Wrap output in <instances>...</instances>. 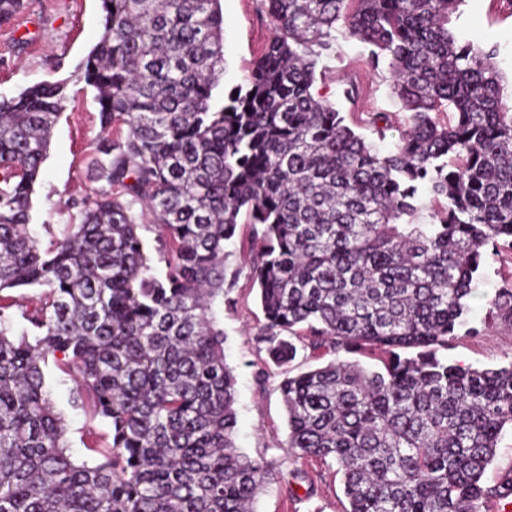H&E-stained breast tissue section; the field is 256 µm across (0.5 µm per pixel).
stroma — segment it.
<instances>
[{"label":"stroma","mask_w":512,"mask_h":512,"mask_svg":"<svg viewBox=\"0 0 512 512\" xmlns=\"http://www.w3.org/2000/svg\"><path fill=\"white\" fill-rule=\"evenodd\" d=\"M24 8L0 25V99L24 87L68 79V97L53 129L47 157L34 186L33 224L40 242L49 231L78 222L67 202L103 187L93 161L101 137L94 92L75 78L79 61L101 34L99 0H24ZM223 12L224 82L242 81L264 50L272 29L260 0H221ZM449 27L459 42L471 41L492 51L512 101V13L495 8L491 0H460ZM368 47L351 37L337 38L320 63L325 74L312 89L330 102L347 123L380 151L395 148L407 128L408 114L387 66L371 69ZM388 114L387 127L373 122L375 113ZM248 224H239L226 243L225 271L236 282L224 296V352L236 377L238 424L236 446L250 457L272 463V475L258 494L255 512H344L348 506L336 464L329 459L291 456L283 449L287 415L278 390L280 367L257 350L255 335L264 318L258 294L248 280ZM512 281V249L489 252L481 278L469 300L472 336L459 330L449 344V361L480 368L512 362V327L489 320V300L497 288ZM51 398L67 424V438L76 459H88L84 444L106 432L105 423L89 420L71 404L73 383L59 370L49 378Z\"/></svg>","instance_id":"stroma-1"}]
</instances>
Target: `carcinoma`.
<instances>
[{
  "mask_svg": "<svg viewBox=\"0 0 512 512\" xmlns=\"http://www.w3.org/2000/svg\"><path fill=\"white\" fill-rule=\"evenodd\" d=\"M457 3L261 0L272 39L227 89L220 0H101L77 71L95 91L107 187L69 201L80 223L44 249L32 195L68 82L0 100V512H253L271 470L235 445L221 323L224 242L242 215L258 351L290 363L288 334L381 363L284 372L282 447L336 463L345 512L512 497V469L482 483L512 427V362L442 354L468 324L483 249H512V105L493 53L449 32ZM23 7L0 0V24ZM338 32L394 77L409 116L390 152L311 92ZM422 188L440 201L434 224L413 222ZM31 287L18 327L1 292ZM489 313L512 325V283ZM50 364L109 427L89 463L69 453Z\"/></svg>",
  "mask_w": 512,
  "mask_h": 512,
  "instance_id": "carcinoma-1",
  "label": "carcinoma"
}]
</instances>
